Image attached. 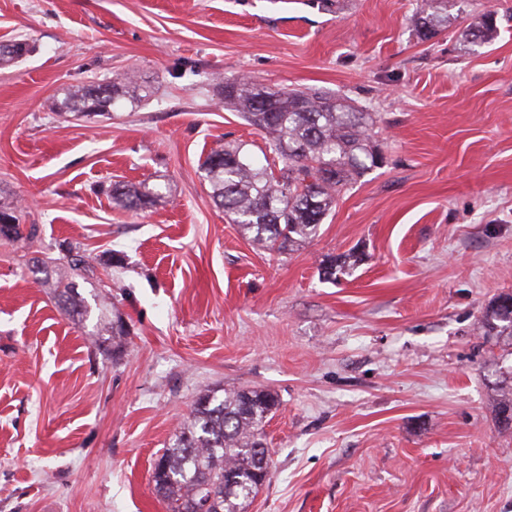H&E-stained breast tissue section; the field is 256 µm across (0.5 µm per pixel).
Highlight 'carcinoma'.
I'll list each match as a JSON object with an SVG mask.
<instances>
[{"label":"carcinoma","instance_id":"obj_1","mask_svg":"<svg viewBox=\"0 0 512 512\" xmlns=\"http://www.w3.org/2000/svg\"><path fill=\"white\" fill-rule=\"evenodd\" d=\"M451 0H420L413 14L414 30L428 40L448 26ZM460 36L470 44H488L497 36L490 13L468 23ZM29 52L28 44H0V65L10 64ZM152 95L135 74L108 81L71 85L63 97L48 102L61 114L86 117L119 112L130 104L139 107ZM224 104L263 132L269 148L283 167L263 164L242 142L221 144L202 163L204 178L212 188L214 203L224 210L241 233L261 247L284 253L313 239L336 198L348 185L383 160L377 139L376 114L348 100L313 89L275 90L247 78L222 83ZM163 198L160 186L146 181L116 183L112 200L128 210H144ZM1 236L21 235L20 218L10 202H0ZM350 251L322 261L326 280L356 264ZM94 277V266L84 256L68 251L66 266L45 285L71 316L88 312L76 279ZM481 328L512 345V293L490 302L481 315ZM99 335L112 337L119 353L127 330L118 318L104 325ZM277 397L266 390L226 389L223 395L207 391L193 405L190 417L179 428L174 444L165 449L154 467V489L169 512H197L201 499L213 494L208 512H245L263 486L261 474H270L265 458L263 427L277 409ZM494 411L498 423L512 427V387L499 391Z\"/></svg>","mask_w":512,"mask_h":512}]
</instances>
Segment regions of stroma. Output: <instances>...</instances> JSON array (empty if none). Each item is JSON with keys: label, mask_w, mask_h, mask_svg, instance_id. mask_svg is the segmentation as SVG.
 <instances>
[{"label": "stroma", "mask_w": 512, "mask_h": 512, "mask_svg": "<svg viewBox=\"0 0 512 512\" xmlns=\"http://www.w3.org/2000/svg\"><path fill=\"white\" fill-rule=\"evenodd\" d=\"M417 0H0V199L33 236H0V512H167L152 472L196 398L264 389L269 480L246 512H512V346L483 309L512 292V0L498 37L427 41ZM135 70V110L49 111L66 87ZM312 87L375 112L382 165L287 254L229 223L203 178L224 142L266 151L216 77ZM165 184L133 213L106 189ZM96 268L69 316L41 260ZM361 260L323 280L327 256ZM128 328L93 344L100 301ZM494 411L498 423L504 428L512 426V387L501 389L495 398Z\"/></svg>", "instance_id": "35a3bbf8"}]
</instances>
